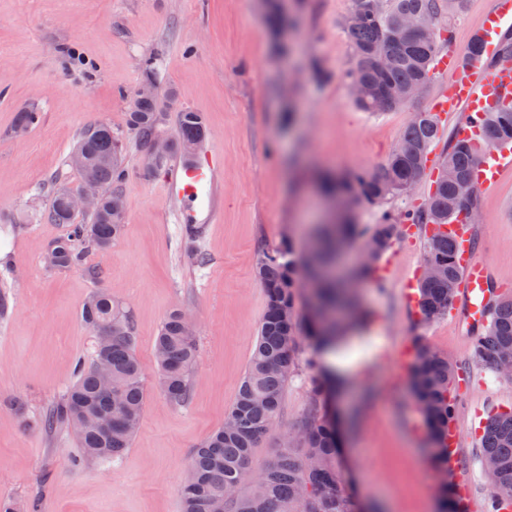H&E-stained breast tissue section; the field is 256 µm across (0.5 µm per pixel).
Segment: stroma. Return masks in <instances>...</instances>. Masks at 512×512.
I'll list each match as a JSON object with an SVG mask.
<instances>
[{
  "mask_svg": "<svg viewBox=\"0 0 512 512\" xmlns=\"http://www.w3.org/2000/svg\"><path fill=\"white\" fill-rule=\"evenodd\" d=\"M354 0H305L297 25L273 34L261 0H0V496L36 504L38 512H181L180 490L193 450L224 423L251 357L265 308L254 275L262 246L289 238L304 249L325 220L327 198L314 176H340L380 165L416 112L429 111L462 70L434 71L405 107L359 110L345 73L349 40L342 24ZM489 0H464L453 22L450 53L471 41ZM153 60L166 112L164 137L176 136V115L201 113V147L216 178L209 217L194 240L178 221L180 202L167 169L147 174L127 125L128 101L145 60ZM329 75L318 81L315 69ZM23 110L39 112L24 136L14 132ZM111 127L125 150L121 191L127 222L120 239L81 269L52 270L44 256L67 227L45 213L54 185L78 190L81 177L67 159L84 129ZM436 176L427 169L411 194L390 205L365 204L361 224L384 208L422 206ZM477 253L495 283L512 289V167L480 198ZM380 281L360 283L372 325L346 335L339 357L354 356L347 389L333 408L345 421V489L366 512H431L440 473L430 463L421 414L398 361L413 336L458 366L455 424L458 470L473 476L470 512H486L493 492L472 427L477 415L512 407V379L472 359L473 338L448 314L416 325L404 299L423 266L420 235L388 253ZM99 287L129 310L134 354L143 372L146 405L123 457L86 462L74 437L59 428L26 429L75 381L77 362H90L96 338L81 320ZM194 319L198 358L188 400L170 404L156 385L154 344L173 308ZM309 371L291 378L276 427L255 450L273 459L308 407ZM20 400L15 412L10 400Z\"/></svg>",
  "mask_w": 512,
  "mask_h": 512,
  "instance_id": "obj_1",
  "label": "stroma"
}]
</instances>
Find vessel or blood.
Returning <instances> with one entry per match:
<instances>
[{"instance_id": "vessel-or-blood-1", "label": "vessel or blood", "mask_w": 512, "mask_h": 512, "mask_svg": "<svg viewBox=\"0 0 512 512\" xmlns=\"http://www.w3.org/2000/svg\"><path fill=\"white\" fill-rule=\"evenodd\" d=\"M510 31L512 0H492L475 32L476 37L483 43V54L469 61L467 78L449 85L434 103L433 109L437 112H467L469 121L459 128L460 138L477 142L479 128L473 121L474 116L496 104L512 101V69L500 60L498 53L501 37ZM511 166L512 145L486 150L473 168L476 189L483 192L491 189L500 172ZM214 170V165L209 163L182 169V193L190 201L183 215L185 222L196 221V210L192 201L197 198L199 189L210 183ZM472 234V226L464 223L448 227V238L458 253L461 270L458 314L469 328L483 321L490 296L488 265L473 252L470 246Z\"/></svg>"}]
</instances>
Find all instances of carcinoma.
<instances>
[{
  "instance_id": "cac0c4a2",
  "label": "carcinoma",
  "mask_w": 512,
  "mask_h": 512,
  "mask_svg": "<svg viewBox=\"0 0 512 512\" xmlns=\"http://www.w3.org/2000/svg\"><path fill=\"white\" fill-rule=\"evenodd\" d=\"M463 0H354L353 11L344 19L350 45L351 65L347 82L362 81L367 88L355 105L364 112H388L401 107L387 102L392 91L422 89L440 49L452 42L453 20ZM412 14H422L432 29L417 34L404 25ZM270 26L278 31L293 24V14L283 15L279 6L268 10ZM388 53L381 65L372 53ZM128 129L141 150L161 134L165 113L154 98L130 101ZM483 145L512 143V103L495 105L484 113ZM440 122L433 112H421L405 128L399 143L407 151L393 149L373 169L360 170L323 183L329 197L359 202H382L401 196L399 186L419 178L426 169L430 149L439 138ZM206 135L203 116L182 110L177 115V137L172 152L183 153L186 144H200ZM123 146L112 130L95 123L86 128L76 147L84 157L77 169L82 182L94 181L101 193L100 207L90 212V223H76L77 216L55 191L47 218L68 225L67 236L48 250L47 266L66 270L84 266L89 251L104 250L119 238L126 217L113 216L110 204L122 196L119 189ZM478 161L474 147L453 138L441 163V173L423 206L403 212H385L376 224H358L351 214L338 224H324L317 234L318 262L309 265L294 243L258 250L254 271L265 292V311L256 343L225 414L224 425L195 449L188 464L193 480L181 487L182 512H213L224 503V512H359L342 483L339 426L330 399L336 391V373L326 367L323 356L341 337L363 324L366 313L345 280L336 284L320 280L321 270L335 264L336 252L360 241L368 258L352 271L361 280L376 274L393 245L404 238L405 226L424 228V263L439 269L435 277H422L417 287L419 321L430 322L448 314L457 292L459 274L456 253L442 228L458 215L479 206L478 196L460 197L458 181L471 180ZM311 275L316 287L309 289L305 310L298 308L300 276ZM81 319L94 333L108 330L112 343L95 348L92 361L76 365V381L63 401L36 421L23 420L29 428L51 432L82 424L77 442L90 462H112L120 458L136 433L145 408L143 374L134 355V328L129 314L104 288H97L82 307ZM160 392L173 405L185 403L190 377L198 356L194 326L187 324L182 310L169 314L156 337L154 348ZM512 356V294H499L486 311V324L476 333L473 358L492 371ZM306 366L317 370L311 379L309 406L289 445L263 468L254 481L241 480V470L254 463L255 448L265 431L276 422L288 380ZM112 375L116 395H107L100 369ZM459 371L438 350L420 338L413 342L409 386L422 415L432 445L436 467H448V428L455 416ZM483 461L493 501L500 508L490 512H512V408L490 413L481 434ZM438 512H463L453 484L438 487Z\"/></svg>"
}]
</instances>
